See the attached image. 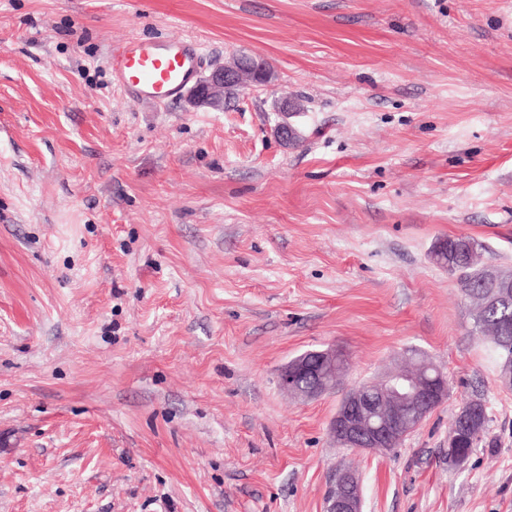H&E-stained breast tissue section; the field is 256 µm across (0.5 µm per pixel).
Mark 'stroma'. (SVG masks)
I'll return each mask as SVG.
<instances>
[{"label": "stroma", "mask_w": 512, "mask_h": 512, "mask_svg": "<svg viewBox=\"0 0 512 512\" xmlns=\"http://www.w3.org/2000/svg\"><path fill=\"white\" fill-rule=\"evenodd\" d=\"M183 36L271 83L221 112L114 90L113 44ZM457 235L512 271V0H0V512H325L343 467L363 512H512V388L431 258ZM330 346L336 390L280 388ZM411 350L447 399L336 444ZM488 421L483 401L471 400L460 407L450 426V434L455 435V448L472 453L485 434Z\"/></svg>", "instance_id": "obj_1"}]
</instances>
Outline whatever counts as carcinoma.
<instances>
[{
    "label": "carcinoma",
    "instance_id": "1",
    "mask_svg": "<svg viewBox=\"0 0 512 512\" xmlns=\"http://www.w3.org/2000/svg\"><path fill=\"white\" fill-rule=\"evenodd\" d=\"M437 264L456 275L462 295L475 301L471 314L474 335L487 336L497 371L512 369V302L498 307L488 304L493 285L485 281L487 268L479 261L475 244L467 236H450L439 241ZM487 407L476 399L465 403L455 414L450 434L455 436V448L471 452L487 429Z\"/></svg>",
    "mask_w": 512,
    "mask_h": 512
}]
</instances>
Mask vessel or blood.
Returning <instances> with one entry per match:
<instances>
[{
    "label": "vessel or blood",
    "mask_w": 512,
    "mask_h": 512,
    "mask_svg": "<svg viewBox=\"0 0 512 512\" xmlns=\"http://www.w3.org/2000/svg\"><path fill=\"white\" fill-rule=\"evenodd\" d=\"M201 55L187 37L129 38L111 53L112 85L128 101L169 103L195 82Z\"/></svg>",
    "instance_id": "1"
}]
</instances>
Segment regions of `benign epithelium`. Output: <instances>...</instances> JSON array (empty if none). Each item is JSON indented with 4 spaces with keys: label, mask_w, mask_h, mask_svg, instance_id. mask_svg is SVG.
<instances>
[{
    "label": "benign epithelium",
    "mask_w": 512,
    "mask_h": 512,
    "mask_svg": "<svg viewBox=\"0 0 512 512\" xmlns=\"http://www.w3.org/2000/svg\"><path fill=\"white\" fill-rule=\"evenodd\" d=\"M271 71L249 57L212 65L209 73L188 93L194 107L224 110L225 91L265 85ZM347 367L345 355L328 347L306 353L279 373L281 386L302 399L319 397L336 387ZM448 397L443 375L422 376L399 372L369 385L357 386L346 394L330 423V433L349 448H382L406 436L428 413ZM336 494L327 512H362V487L350 470L336 475Z\"/></svg>",
    "instance_id": "7a95c632"
}]
</instances>
